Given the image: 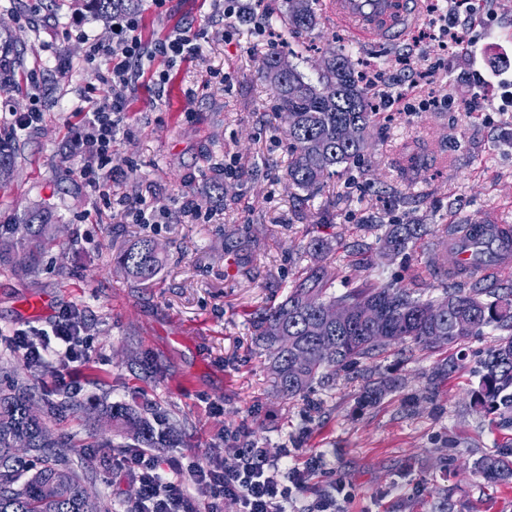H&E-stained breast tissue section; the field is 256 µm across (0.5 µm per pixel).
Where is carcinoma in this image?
Listing matches in <instances>:
<instances>
[{"label":"carcinoma","mask_w":512,"mask_h":512,"mask_svg":"<svg viewBox=\"0 0 512 512\" xmlns=\"http://www.w3.org/2000/svg\"><path fill=\"white\" fill-rule=\"evenodd\" d=\"M89 3L105 21L118 14H136L142 7V0ZM317 4L318 0H288V27L295 32L313 30ZM284 60L281 53H270L261 70L273 90L275 110L290 119L286 129L289 180L313 193L337 168L361 165L369 149L367 128L377 115V94L341 47L323 54L315 82ZM329 85L336 88L333 98L323 94ZM347 126L352 134L345 140L342 131ZM16 155V137L0 136V183L7 180ZM53 219L50 212L37 209L24 224H0V263H9L24 275L34 273L40 256L55 241ZM424 233L422 224L388 225L381 256L405 252ZM116 263L132 279L147 281L157 274L161 257L154 241L141 239L122 250ZM334 279L329 267L318 262L290 287L280 306L253 320L260 345L269 351V368L281 396L303 397L315 384L375 359L397 342L434 348L491 328L499 337L480 363L472 404L497 426L512 429V289L500 293L493 281L477 280L446 292L439 301L424 299L393 281L336 294L329 291ZM338 306L350 310L348 319L338 322L330 316ZM368 308L379 310L378 324L365 316ZM325 341L336 344L334 355L322 352ZM396 387L391 378L369 383L361 402L375 404ZM31 409L29 388L0 392V512H83V483L70 471L69 444L53 437L46 420ZM103 415L117 431L132 438L135 448H175L180 443L174 430L155 427L124 402L106 406ZM23 444L40 460L25 480L17 454ZM474 468L491 483H512V451L483 455Z\"/></svg>","instance_id":"carcinoma-1"}]
</instances>
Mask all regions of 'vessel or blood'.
<instances>
[{
	"label": "vessel or blood",
	"instance_id": "obj_1",
	"mask_svg": "<svg viewBox=\"0 0 512 512\" xmlns=\"http://www.w3.org/2000/svg\"><path fill=\"white\" fill-rule=\"evenodd\" d=\"M324 9L339 27L355 39L396 44L417 22L419 0H325ZM481 231L486 251L483 268L477 270L472 266L473 246L452 237L448 240L449 271L459 270L474 277L482 270L493 274L512 269V262L501 257L492 225H482Z\"/></svg>",
	"mask_w": 512,
	"mask_h": 512
}]
</instances>
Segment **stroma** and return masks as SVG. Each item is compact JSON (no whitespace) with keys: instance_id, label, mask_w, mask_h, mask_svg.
Returning a JSON list of instances; mask_svg holds the SVG:
<instances>
[{"instance_id":"35a3bbf8","label":"stroma","mask_w":512,"mask_h":512,"mask_svg":"<svg viewBox=\"0 0 512 512\" xmlns=\"http://www.w3.org/2000/svg\"><path fill=\"white\" fill-rule=\"evenodd\" d=\"M280 24L257 33L240 23L225 34L216 0H144L141 37L155 41L177 27L207 31L199 52L181 63L163 100L141 88L128 120L112 139V178L98 191L79 175L72 151L71 113L91 111L83 97L95 80L86 53L105 24L81 0H0V31L22 41L24 64L6 96L13 107L36 108L39 120L19 132L18 155L0 186V224L22 223L41 206L59 218L56 245L35 273L18 277L0 265V391L7 371L31 375L20 355L4 344L13 329L46 326L61 307L82 310L90 360L76 375L78 393L58 374L35 375L34 408L48 414L52 433L74 443L73 470L93 501L127 512L137 485L112 474L114 449L125 438L110 423L86 414L123 401L151 407L182 437L173 457L227 455L232 432L270 456L289 452L325 457L297 502L302 512L324 498L343 512H435L449 501L454 512H512V484L492 485L473 470L486 454L512 448V431L498 430L477 413L471 392L476 371L493 345L492 331L457 343L402 352L390 346L369 370L345 371L288 400L273 389L267 354L247 316L279 305L311 263L310 240L330 246L326 262L339 275L332 288L373 286L396 280L422 297L441 298L449 282L429 260L449 225L494 219L512 225V110L498 102L466 112L465 83L485 65L512 80V0H486L477 53L450 59L433 79L452 109H407L414 73L383 78L382 94L395 102L369 128L370 148L360 167L339 173L314 197L290 186L291 153L286 124L274 109L273 92L260 71L275 50L315 77L314 47L340 32L320 17L312 34L292 33L285 0H263ZM417 22L404 42L363 46L354 57L394 66L418 47L420 58L440 54L437 41L418 39ZM224 163V189L212 186V167ZM136 173H128V166ZM198 213L183 212V198ZM162 206L154 224L133 223L127 207L138 200ZM422 224L415 247L390 259L378 251L387 225ZM153 239L163 249L158 274L137 282L115 266L131 243ZM44 303L30 309L32 300ZM457 362V370L429 387L433 368ZM372 377L400 385L380 403L359 396Z\"/></svg>"}]
</instances>
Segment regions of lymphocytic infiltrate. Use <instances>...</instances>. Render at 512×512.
I'll return each instance as SVG.
<instances>
[{"mask_svg": "<svg viewBox=\"0 0 512 512\" xmlns=\"http://www.w3.org/2000/svg\"><path fill=\"white\" fill-rule=\"evenodd\" d=\"M139 21L131 15L112 19L107 35L93 44L94 55L108 58V68L97 71L95 84L110 88L93 111L84 113L74 137V148L84 159L80 174L89 186L107 178L112 162V136L122 122L130 98L136 93L146 63L164 58L169 64L194 54L207 33L184 28L158 41L138 38ZM85 318L78 309L58 311L47 328L28 325L15 329L9 342L27 366L56 360L68 365L85 362ZM323 457L312 454L304 467L288 466L269 458L260 448H235L219 460L195 457L183 462L148 448H127L113 461L112 470L127 473L138 484V497L129 512H222L225 501H235L238 512H288L312 472L321 469Z\"/></svg>", "mask_w": 512, "mask_h": 512, "instance_id": "f902f5d3", "label": "lymphocytic infiltrate"}]
</instances>
